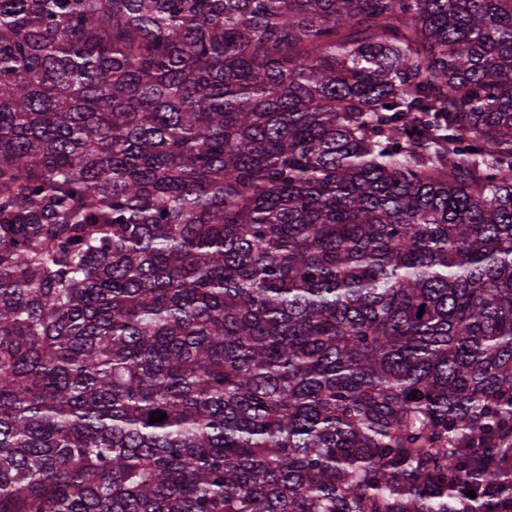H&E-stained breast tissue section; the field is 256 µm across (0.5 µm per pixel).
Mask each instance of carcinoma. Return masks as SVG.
Wrapping results in <instances>:
<instances>
[{
    "instance_id": "1",
    "label": "carcinoma",
    "mask_w": 512,
    "mask_h": 512,
    "mask_svg": "<svg viewBox=\"0 0 512 512\" xmlns=\"http://www.w3.org/2000/svg\"><path fill=\"white\" fill-rule=\"evenodd\" d=\"M0 512H512V0H0Z\"/></svg>"
}]
</instances>
